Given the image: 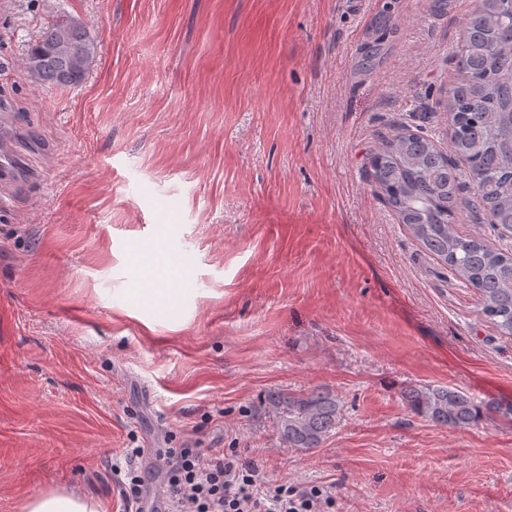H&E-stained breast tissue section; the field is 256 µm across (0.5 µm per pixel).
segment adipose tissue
<instances>
[{
	"instance_id": "adipose-tissue-1",
	"label": "adipose tissue",
	"mask_w": 512,
	"mask_h": 512,
	"mask_svg": "<svg viewBox=\"0 0 512 512\" xmlns=\"http://www.w3.org/2000/svg\"><path fill=\"white\" fill-rule=\"evenodd\" d=\"M154 244L138 246L131 255L141 269V277L128 291L130 310L154 308L164 304L177 307L185 283L184 273L175 270L157 255ZM25 512H105L101 502L86 498L75 490H48L31 498L24 506Z\"/></svg>"
}]
</instances>
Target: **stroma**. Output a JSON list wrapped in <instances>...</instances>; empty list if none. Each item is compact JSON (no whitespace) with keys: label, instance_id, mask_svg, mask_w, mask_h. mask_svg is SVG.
Returning a JSON list of instances; mask_svg holds the SVG:
<instances>
[{"label":"stroma","instance_id":"35a3bbf8","mask_svg":"<svg viewBox=\"0 0 512 512\" xmlns=\"http://www.w3.org/2000/svg\"><path fill=\"white\" fill-rule=\"evenodd\" d=\"M472 0H0L5 126L30 175L0 206V512L77 489L128 512V448H235L323 486L333 512H512V339L379 197L370 156L441 110ZM80 19L85 81L23 59ZM459 232L512 230L473 212ZM191 279L176 318L127 308L129 255ZM440 384L496 412L416 415ZM333 392L320 447L280 440L265 397ZM408 406L428 421L448 428L477 425L493 404H479L466 393L441 385L409 387L404 390Z\"/></svg>","mask_w":512,"mask_h":512}]
</instances>
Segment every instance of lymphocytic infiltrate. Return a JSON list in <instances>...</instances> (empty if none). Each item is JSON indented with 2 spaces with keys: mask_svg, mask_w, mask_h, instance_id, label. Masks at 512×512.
<instances>
[{
  "mask_svg": "<svg viewBox=\"0 0 512 512\" xmlns=\"http://www.w3.org/2000/svg\"><path fill=\"white\" fill-rule=\"evenodd\" d=\"M143 454L140 448L124 453V495L137 504L154 486L165 494L170 512H330L333 504L327 489L274 479L258 463L239 459L233 448L212 454L169 450L156 454L145 470L135 464Z\"/></svg>",
  "mask_w": 512,
  "mask_h": 512,
  "instance_id": "f902f5d3",
  "label": "lymphocytic infiltrate"
}]
</instances>
